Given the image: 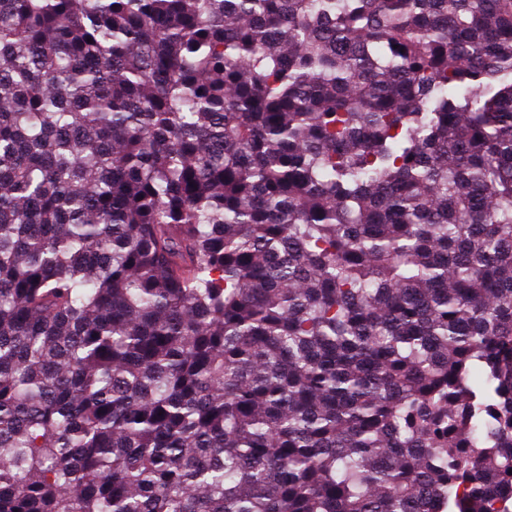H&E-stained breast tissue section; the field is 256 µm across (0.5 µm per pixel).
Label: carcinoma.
I'll return each mask as SVG.
<instances>
[{"mask_svg": "<svg viewBox=\"0 0 512 512\" xmlns=\"http://www.w3.org/2000/svg\"><path fill=\"white\" fill-rule=\"evenodd\" d=\"M512 0H0V512H512Z\"/></svg>", "mask_w": 512, "mask_h": 512, "instance_id": "cac0c4a2", "label": "carcinoma"}]
</instances>
